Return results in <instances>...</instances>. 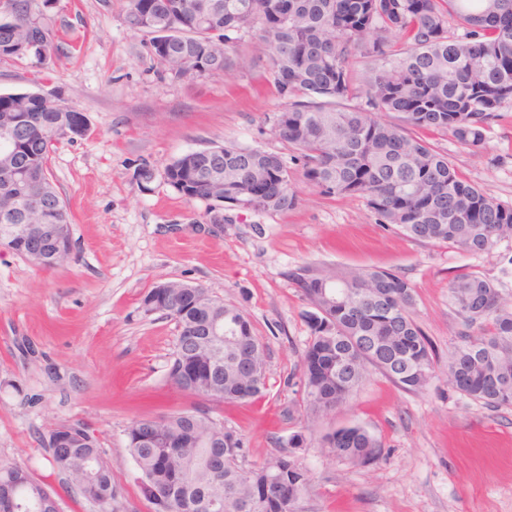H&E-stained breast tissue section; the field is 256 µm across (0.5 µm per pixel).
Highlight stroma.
Instances as JSON below:
<instances>
[{"instance_id": "obj_1", "label": "stroma", "mask_w": 512, "mask_h": 512, "mask_svg": "<svg viewBox=\"0 0 512 512\" xmlns=\"http://www.w3.org/2000/svg\"><path fill=\"white\" fill-rule=\"evenodd\" d=\"M54 48L44 61L0 59V95L42 92L82 112L85 135L58 143L50 178L71 218L74 252L38 270L0 250V465H16L60 487L42 436L63 423L94 431L112 462L120 512H152L127 448L130 422L193 407L243 439L251 467L279 455L278 438L299 432L295 454L310 483L298 512H512V407L492 408L448 382V352L461 319L448 301L456 277L477 272L512 305V239L488 253L421 243L377 223L364 199L320 194L296 151L274 133L285 101L269 79L258 29L229 44L227 71L177 79L149 38L125 23L127 0H36ZM430 142L469 181L512 208V102L479 147L428 131ZM234 143L280 153L299 205L247 213L212 236L197 232L208 202L181 196L164 167L190 150ZM153 171L141 181V166ZM373 267L404 277L412 313L437 365L429 386L406 391L377 370L346 403L309 423L291 406L312 336L310 305L289 279L304 265ZM183 280L240 307L268 347L267 394L241 404H204L167 380L174 321L139 311L155 285ZM357 424L384 446L369 465L331 458L326 433Z\"/></svg>"}]
</instances>
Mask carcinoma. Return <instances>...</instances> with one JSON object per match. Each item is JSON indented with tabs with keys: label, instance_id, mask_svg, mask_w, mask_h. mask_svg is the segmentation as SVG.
Here are the masks:
<instances>
[{
	"label": "carcinoma",
	"instance_id": "obj_1",
	"mask_svg": "<svg viewBox=\"0 0 512 512\" xmlns=\"http://www.w3.org/2000/svg\"><path fill=\"white\" fill-rule=\"evenodd\" d=\"M199 0H128L125 22L151 36L153 55L175 77L232 66L228 33L259 26L267 72L287 99L276 135L300 152L304 177L321 194L362 197L377 223L408 238L448 243L471 253L512 239V209L460 176L448 157L414 135L447 131L478 147L503 104L512 101V0H212L209 25ZM0 23V58L42 61L52 38L32 0H8ZM365 95V104L350 101ZM29 93L0 95V118L19 119L21 158L30 181L18 196L46 201L44 223L67 224L66 204L49 177L57 134L82 137L78 113L55 98L29 109ZM232 180L219 184L207 169L212 155L189 151L165 165L166 182L188 200L209 202V221L228 220L224 207L283 213L299 204L288 163L276 152L229 143ZM309 314L313 336L300 364L303 393L295 406L318 419L346 402L372 366L401 388L423 390L434 377L431 342L413 319V289L383 269L302 265L288 272ZM149 290L140 310L163 309L178 334L167 379L176 389L212 403H245L266 389V349L249 319L207 288L194 294L164 283ZM448 300L462 320L448 355V380L462 395L493 408L512 406V309L495 284L478 273L449 283ZM196 365L184 371L182 363ZM127 448L143 495L154 512H282L297 502L310 478L291 453L261 466L239 463L241 439L201 408L157 421L134 420ZM330 453L357 465L376 462L382 442L359 425L325 437ZM54 470L89 481L102 512H118L112 462L98 439L50 452ZM59 493L31 477L21 485V512H36L40 493Z\"/></svg>",
	"mask_w": 512,
	"mask_h": 512
}]
</instances>
